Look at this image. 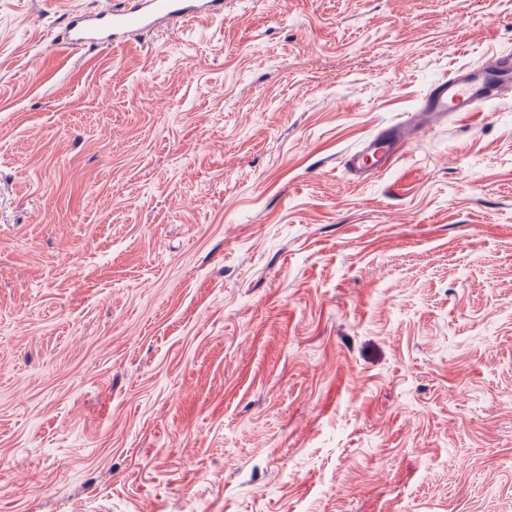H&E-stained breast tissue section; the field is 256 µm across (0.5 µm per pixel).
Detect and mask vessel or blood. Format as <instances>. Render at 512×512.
I'll return each mask as SVG.
<instances>
[{
  "label": "vessel or blood",
  "instance_id": "1",
  "mask_svg": "<svg viewBox=\"0 0 512 512\" xmlns=\"http://www.w3.org/2000/svg\"><path fill=\"white\" fill-rule=\"evenodd\" d=\"M223 12L224 0H122L117 7L68 14L62 38L70 46L109 48L128 42L137 31L160 28L177 18L209 19ZM511 90V56L461 69L429 88L412 129L430 128L458 112L481 111ZM408 132L398 126L383 129L349 156L348 170L361 181L386 170L407 147Z\"/></svg>",
  "mask_w": 512,
  "mask_h": 512
}]
</instances>
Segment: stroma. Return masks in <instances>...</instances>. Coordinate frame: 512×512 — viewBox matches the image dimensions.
<instances>
[{"label":"stroma","instance_id":"obj_1","mask_svg":"<svg viewBox=\"0 0 512 512\" xmlns=\"http://www.w3.org/2000/svg\"><path fill=\"white\" fill-rule=\"evenodd\" d=\"M0 0V512H512V0H224L101 51ZM512 89V57L494 56L487 62L464 68L433 84L420 112L411 123L412 134L458 112H480L486 105L501 99ZM408 136L409 133L398 126L383 129L362 150L349 156L346 167L358 180L366 181L390 166L407 147Z\"/></svg>","mask_w":512,"mask_h":512}]
</instances>
